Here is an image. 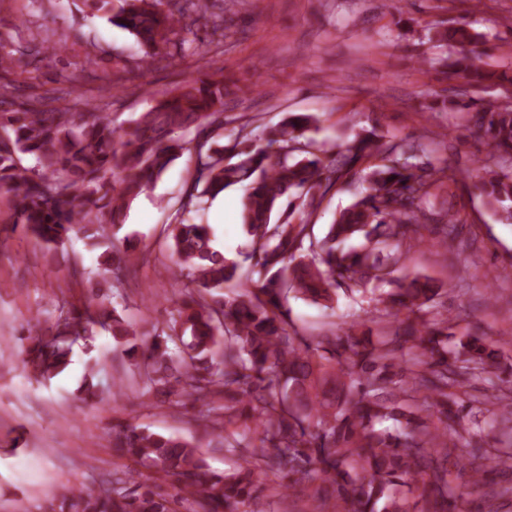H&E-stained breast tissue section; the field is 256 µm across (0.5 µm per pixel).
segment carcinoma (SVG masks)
Wrapping results in <instances>:
<instances>
[{"label":"carcinoma","instance_id":"1","mask_svg":"<svg viewBox=\"0 0 512 512\" xmlns=\"http://www.w3.org/2000/svg\"><path fill=\"white\" fill-rule=\"evenodd\" d=\"M91 2L110 23L135 34L145 66L170 46L183 48L199 25L224 37V17L210 12L209 0H121L117 9L113 0ZM481 38L468 24L436 30L437 41L458 49L451 66L468 84L494 77L476 64ZM227 96L224 77H194L127 129L106 112L66 106L21 103L0 112V199L23 235L56 245L81 234L98 247L132 201L187 151L194 174L184 184L182 212L241 185L242 225L252 243L245 271L211 246L209 225L171 224L170 249L197 288L172 298L176 314L166 335L140 339L91 282L54 333L38 334L21 352L34 379L49 380L69 365L75 341L97 326L108 330L147 390L175 397L177 406L182 396L208 405L200 416L215 435L210 447L238 458L220 474L188 441L114 425L112 448L149 474L139 482L114 470L96 491L69 487L59 512H247L259 492L260 467L294 487L313 485L317 512H408L397 488L410 476L422 477L434 492L422 512H460L448 491L450 468L463 458L459 450L482 460L472 468L476 486L512 461V444L484 447L476 419L486 410L512 424V399L467 391L475 375L500 378L498 342L469 333L448 345L440 286L420 273L392 277L425 224H444L445 247L457 234L456 214L429 207L434 190L449 180L445 168L412 162L414 144L374 132L355 135L329 155L306 136L320 122L307 113L263 128L257 144L239 134L220 145ZM474 124L492 155H512V107L490 103ZM192 130L188 141L174 137ZM354 171L367 191L315 237L314 208ZM468 178L498 220L512 224V174L483 165ZM357 236L364 244L344 249ZM132 250L129 243L122 253L101 254L113 281H121ZM369 284L390 286L378 298L386 316L405 311L430 318L408 317L391 337L373 338L363 320L308 339L284 311L290 292L326 306L338 289ZM226 288L232 289L227 297ZM170 477L171 492L163 490Z\"/></svg>","mask_w":512,"mask_h":512}]
</instances>
